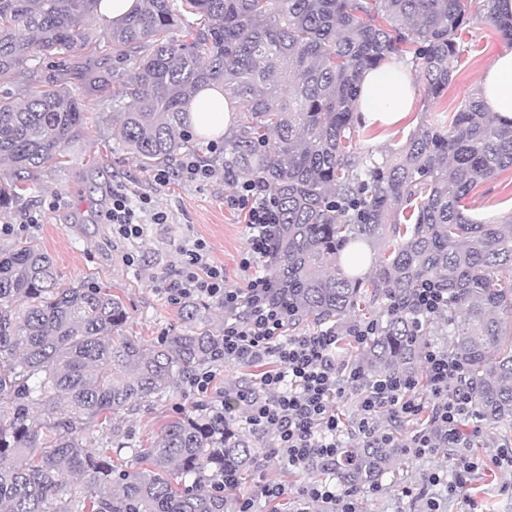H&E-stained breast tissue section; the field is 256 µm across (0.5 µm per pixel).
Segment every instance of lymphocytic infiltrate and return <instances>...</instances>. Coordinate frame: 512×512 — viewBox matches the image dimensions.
<instances>
[{
  "mask_svg": "<svg viewBox=\"0 0 512 512\" xmlns=\"http://www.w3.org/2000/svg\"><path fill=\"white\" fill-rule=\"evenodd\" d=\"M148 203V197L135 200L125 187H113L112 207L106 214L113 232L125 239L142 237L146 212L152 223H166L167 215L148 212ZM230 205L247 218V252L240 261L245 286L225 287L223 267L211 262L208 246L201 240L185 249L180 268L162 271L158 279L172 303L208 299L223 308L221 361L274 359V368L261 372L258 379L261 396H238L245 423L258 435H271L273 454L290 470L301 471L316 462L332 464L342 457L344 446L345 424L336 404L346 389L361 391L356 426L363 445L387 447L388 435L378 428L381 418L416 422L410 439L414 455L456 449L448 491L459 495L462 505H470L465 490L482 473L484 461L471 452L480 428L473 422L472 394L461 384L462 366L447 350L428 349V395L421 398L413 394V379L395 375L372 379L357 363L339 359L333 331L287 335L285 312L272 301L275 284L262 267L280 224L273 200L262 181L245 179L238 182Z\"/></svg>",
  "mask_w": 512,
  "mask_h": 512,
  "instance_id": "f902f5d3",
  "label": "lymphocytic infiltrate"
}]
</instances>
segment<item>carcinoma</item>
I'll return each mask as SVG.
<instances>
[{"label": "carcinoma", "mask_w": 512, "mask_h": 512, "mask_svg": "<svg viewBox=\"0 0 512 512\" xmlns=\"http://www.w3.org/2000/svg\"><path fill=\"white\" fill-rule=\"evenodd\" d=\"M100 0H0V212L78 137L86 112L61 78L28 85V63L89 50L131 65L115 83L120 137L142 166H168L189 135L190 103L219 86L246 102L225 143L224 179L261 180L281 214L266 266L288 325H328L343 348L352 312L378 307L358 353L369 374L422 377L424 322L407 305L426 280L448 289V354L472 385L474 408L512 429V219L488 224L465 199L512 167V120L472 94L452 121L425 124L393 154L357 147L359 77L397 60L435 100L464 52L458 32L492 25L512 44V19L472 17L464 0H142L119 24L96 30ZM197 22L184 24V14ZM184 27L183 39L169 37ZM25 100L17 102L14 95ZM379 245L375 269L351 277L346 248ZM183 330L145 343L126 336L127 307L109 288L63 287L33 240L0 245V512H232L259 448L202 403L166 419L148 447L112 433L128 470L91 448L90 432L118 414L165 402L212 363L222 337L208 306H182ZM405 451L353 448L320 469L346 490L378 483Z\"/></svg>", "instance_id": "1"}]
</instances>
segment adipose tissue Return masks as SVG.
<instances>
[{"mask_svg": "<svg viewBox=\"0 0 512 512\" xmlns=\"http://www.w3.org/2000/svg\"><path fill=\"white\" fill-rule=\"evenodd\" d=\"M478 92L487 111L512 120V49L502 50L481 75ZM415 89L405 65L389 64L364 69L360 78L358 110L363 121L389 124L410 112ZM232 117L231 105L220 88L207 87L195 96L188 120L197 134H223Z\"/></svg>", "mask_w": 512, "mask_h": 512, "instance_id": "1", "label": "adipose tissue"}]
</instances>
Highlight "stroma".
<instances>
[{
    "instance_id": "35a3bbf8",
    "label": "stroma",
    "mask_w": 512,
    "mask_h": 512,
    "mask_svg": "<svg viewBox=\"0 0 512 512\" xmlns=\"http://www.w3.org/2000/svg\"><path fill=\"white\" fill-rule=\"evenodd\" d=\"M465 52L456 68V76L437 100H429L423 83H416V100L411 112L391 126H364L360 134L362 150L382 157L400 147L423 122L451 119L471 93L477 80L492 64L496 53L508 43L487 24H473L463 30ZM88 119L78 140L68 150L65 166L44 171L36 187L23 191L8 212L0 214L1 224L22 223L25 213L39 212V224L27 228L26 237L35 239L53 259L66 286L95 282L109 287L127 305L129 319L124 332L146 341L180 331L184 322L179 305L170 303L155 279L163 267L180 266L181 250L192 241L204 240L211 260L224 268V285L243 287L239 267L246 248L245 214L228 203L235 192L232 183L216 177L205 182L190 181L171 175L167 185L154 182L153 170L143 168L128 153L119 135L121 115L111 98L99 94L84 95ZM125 186L133 195L150 198L151 209L166 212L168 220L150 225L145 236L128 241L113 235L102 215L110 204L113 185ZM472 217L484 222H498L512 215V168L494 179L480 183L466 198ZM134 263H127V256ZM272 360L259 363L230 361L216 366L213 404L223 397L256 389V376L270 369ZM187 383H180L164 403L142 407L118 417L116 426L132 431L137 439L149 438L171 414L186 413L198 402ZM512 444V429L482 427L474 452L485 462L484 474L472 481L468 490L475 512H512V470L495 464L496 449ZM261 451L246 484L247 494H257L268 482L295 489L322 481V473L309 467L301 473L289 471L280 457L274 456L268 440H261ZM455 452L441 448L417 457L405 453L385 474L377 490L358 493L359 512H422L418 490H425L439 504V512H460L457 498L443 484L429 486V474L451 476ZM425 495V496H426Z\"/></svg>"
}]
</instances>
